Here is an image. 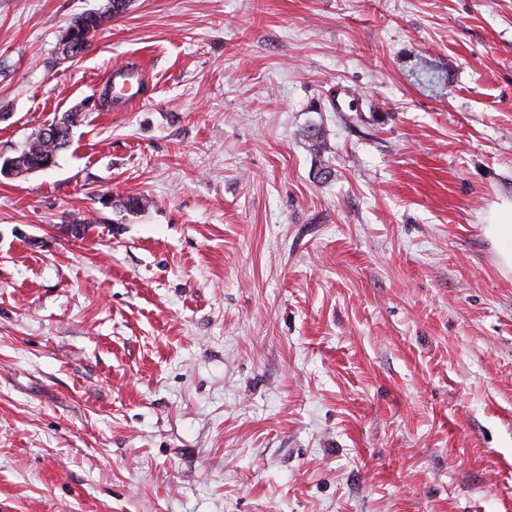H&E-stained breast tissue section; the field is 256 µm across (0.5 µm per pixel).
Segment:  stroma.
Wrapping results in <instances>:
<instances>
[{"label":"stroma","mask_w":512,"mask_h":512,"mask_svg":"<svg viewBox=\"0 0 512 512\" xmlns=\"http://www.w3.org/2000/svg\"><path fill=\"white\" fill-rule=\"evenodd\" d=\"M106 3L0 0L1 157L146 73L0 176V512H512V0H131L57 59ZM129 2L130 0H112V13L105 7L101 12L86 11L74 15L69 20L61 39L66 37L70 44L72 43L82 48V51L74 58L82 56L91 47V40L93 41L106 21L118 17L128 10ZM60 40L57 46V55L60 50ZM69 113L64 112L61 115L57 124L58 135L56 137L48 136L45 139H41L43 126L39 132L25 144L22 150L13 156L18 159V170L14 176L27 173L44 163L46 164L43 169L55 166L57 161L54 159L49 161V159L52 156L58 155L61 151L66 150L72 141L70 129L75 127V125L68 120ZM485 231L497 246L500 267L512 272V198L503 199L493 208Z\"/></svg>","instance_id":"obj_1"}]
</instances>
